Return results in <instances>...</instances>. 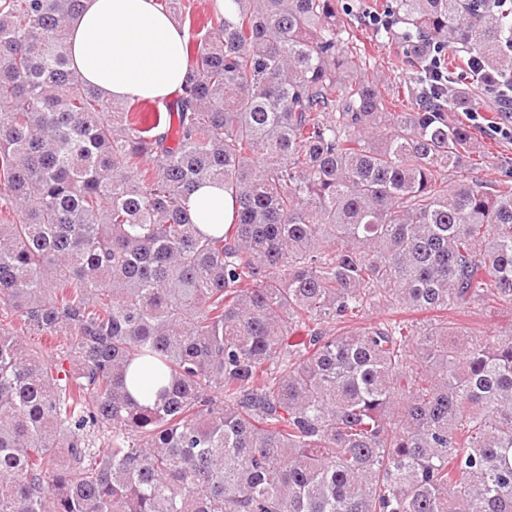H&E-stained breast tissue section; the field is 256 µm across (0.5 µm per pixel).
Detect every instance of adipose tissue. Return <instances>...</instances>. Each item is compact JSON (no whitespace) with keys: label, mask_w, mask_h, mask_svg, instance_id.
I'll list each match as a JSON object with an SVG mask.
<instances>
[{"label":"adipose tissue","mask_w":512,"mask_h":512,"mask_svg":"<svg viewBox=\"0 0 512 512\" xmlns=\"http://www.w3.org/2000/svg\"><path fill=\"white\" fill-rule=\"evenodd\" d=\"M188 35L156 0H84L71 20V67L108 101L158 100L183 84ZM197 224H220L232 215L223 187L204 185L187 201Z\"/></svg>","instance_id":"1"}]
</instances>
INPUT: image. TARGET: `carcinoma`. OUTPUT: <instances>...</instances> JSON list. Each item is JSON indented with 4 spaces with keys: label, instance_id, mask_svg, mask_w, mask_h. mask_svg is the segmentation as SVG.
Wrapping results in <instances>:
<instances>
[{
    "label": "carcinoma",
    "instance_id": "1",
    "mask_svg": "<svg viewBox=\"0 0 512 512\" xmlns=\"http://www.w3.org/2000/svg\"><path fill=\"white\" fill-rule=\"evenodd\" d=\"M505 2L391 0L388 67L512 74ZM232 3L158 106L70 67L83 0H0V512H512V326L454 320L512 311L469 94L396 103L341 0ZM187 206L195 224H224L231 218L233 202L224 187L202 185L189 195ZM458 318L469 324L471 327H476L477 329L482 330L487 328H496L501 324H505L510 321L512 322V315H507V313H489L488 311L478 310H475L474 313L461 315Z\"/></svg>",
    "mask_w": 512,
    "mask_h": 512
}]
</instances>
